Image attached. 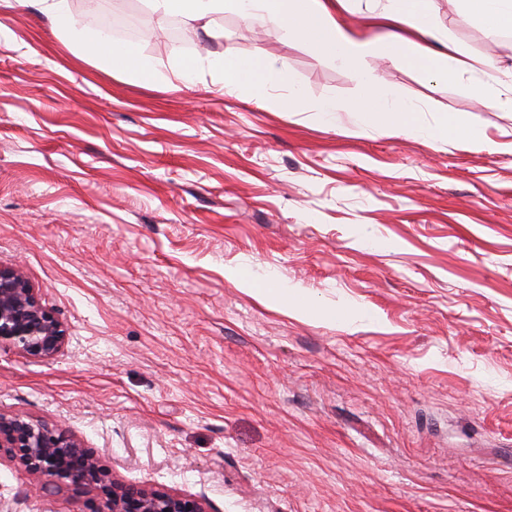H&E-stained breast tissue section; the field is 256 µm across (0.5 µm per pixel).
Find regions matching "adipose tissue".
Here are the masks:
<instances>
[{"label":"adipose tissue","mask_w":512,"mask_h":512,"mask_svg":"<svg viewBox=\"0 0 512 512\" xmlns=\"http://www.w3.org/2000/svg\"><path fill=\"white\" fill-rule=\"evenodd\" d=\"M48 15L56 32L83 54L93 58L102 70L128 79L151 83L173 76L182 84H193L202 69L219 74L225 89L274 103L276 87L287 86V100L300 103L304 94L298 85L286 84L287 65L259 56H200L185 58L172 68L143 54L137 44L119 43L96 29L82 26L71 14L69 0H36ZM349 0H145L158 17L177 16L189 28L211 30L215 16L231 11L244 19L275 25L287 39L303 40L314 54L329 57L356 74L364 86V97L350 105L356 122L382 123L400 131L412 112L409 105L391 99L366 61L383 57L421 62L427 73L439 81L456 79L467 58L466 48L443 37L427 14L429 0H390L384 18L399 23L404 31L377 41L354 37L337 18L336 10ZM462 21L476 22L487 30L512 29V0H460Z\"/></svg>","instance_id":"ef3b65f1"}]
</instances>
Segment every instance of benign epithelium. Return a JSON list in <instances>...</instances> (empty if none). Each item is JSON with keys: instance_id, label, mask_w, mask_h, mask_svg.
Returning a JSON list of instances; mask_svg holds the SVG:
<instances>
[{"instance_id": "benign-epithelium-1", "label": "benign epithelium", "mask_w": 512, "mask_h": 512, "mask_svg": "<svg viewBox=\"0 0 512 512\" xmlns=\"http://www.w3.org/2000/svg\"><path fill=\"white\" fill-rule=\"evenodd\" d=\"M55 312L21 269L0 266V352L49 361L68 346ZM17 463L39 490L73 488L88 512H208L196 497L119 484L71 433L22 414L0 413V459Z\"/></svg>"}]
</instances>
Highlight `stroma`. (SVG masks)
<instances>
[{
    "instance_id": "35a3bbf8",
    "label": "stroma",
    "mask_w": 512,
    "mask_h": 512,
    "mask_svg": "<svg viewBox=\"0 0 512 512\" xmlns=\"http://www.w3.org/2000/svg\"><path fill=\"white\" fill-rule=\"evenodd\" d=\"M133 4L144 54L285 61L307 108L107 73L38 7L0 0V265L20 266L70 343L54 360L0 355V412L59 425L113 479L204 499L209 512H512V110L478 103L512 71V30L433 24L479 71L443 83L370 59L412 105L411 129L325 126L354 73L234 13L215 37L143 0H69L74 17ZM379 0L339 19L398 32ZM486 140L421 135L441 113ZM294 286L307 314L236 281ZM340 304L365 319H330ZM0 462V512H84Z\"/></svg>"
}]
</instances>
